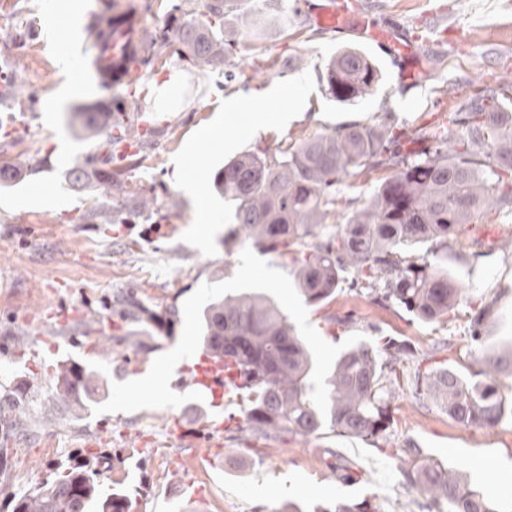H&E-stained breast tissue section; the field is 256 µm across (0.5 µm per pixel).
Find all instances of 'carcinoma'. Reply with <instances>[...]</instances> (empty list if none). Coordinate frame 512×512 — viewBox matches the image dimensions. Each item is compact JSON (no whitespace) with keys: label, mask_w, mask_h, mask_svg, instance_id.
I'll return each mask as SVG.
<instances>
[{"label":"carcinoma","mask_w":512,"mask_h":512,"mask_svg":"<svg viewBox=\"0 0 512 512\" xmlns=\"http://www.w3.org/2000/svg\"><path fill=\"white\" fill-rule=\"evenodd\" d=\"M169 35L142 45L149 63L163 48L180 45L181 56L197 66L224 63L232 40L224 35V0H209L206 11L174 27ZM379 69L361 50L336 52L327 65L330 94L339 103L371 94ZM512 84L474 98L450 113L457 127L451 140L440 135L420 149H405L403 136L384 123L353 124L330 134L306 136L279 154L251 151L224 162L214 186L233 209L243 239L278 256L295 273V287L311 305H324L335 294L347 270L355 272L358 293L375 302L392 300L425 322L448 318L462 293L448 270L414 253L430 243L438 250L459 243V228L492 206L512 212ZM115 113L95 107L73 113V122L91 136L101 135L103 152L68 171L82 189L96 180L123 190L126 170L112 167L120 144L131 131L112 134ZM160 131L139 134L135 162L146 159ZM395 166L376 181L362 207L338 228L322 236L315 230L333 217L339 186L350 177ZM204 350L224 353L242 381L240 404L246 405L241 431L270 432L307 438L326 430L386 447L391 403L404 386L426 396L448 417L466 427L493 429L508 414L497 374L512 375V347L477 360L473 379L439 361L404 374L399 364L411 356L409 345L392 338L373 345L359 342L344 351L325 382L324 406L315 402L310 375L312 354L268 296L244 291L208 304L199 320ZM85 369L63 366L56 371L57 393L81 401L90 393ZM416 449L398 456L399 471L419 488L428 512H501L482 495L467 489L464 473L435 464H418ZM132 512L133 502L120 492L104 494L96 472L83 465L55 472L37 489L17 499L13 512ZM321 512H382L367 495L338 502Z\"/></svg>","instance_id":"cac0c4a2"}]
</instances>
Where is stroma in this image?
<instances>
[{"label":"stroma","mask_w":512,"mask_h":512,"mask_svg":"<svg viewBox=\"0 0 512 512\" xmlns=\"http://www.w3.org/2000/svg\"><path fill=\"white\" fill-rule=\"evenodd\" d=\"M312 0H230L224 29L234 45L217 68L191 66L171 49L139 66V87L174 79L179 96L163 134L149 156L130 166L126 184L150 198L146 210L129 212L115 191L74 189L64 170L99 151L102 139L71 125L77 107L96 102L128 115L155 111L156 97L133 95L129 83L105 88L82 75L74 89L58 63L49 17L50 0H0V61L14 51L16 27L29 29L30 42L18 83L35 94L30 109L17 113L9 130V156H29L16 177L0 181V405L25 389L29 430L11 438L0 458V512L32 491L58 467L85 462L100 453L95 469L102 490L116 489L135 500L134 512H276L291 501L303 512L316 507L376 497L382 512H409L420 492L402 484L395 453L406 443L425 461L457 467L471 490L512 507V491L497 492L500 460L512 461V417L493 430L466 428L433 405H420L405 389L391 409L388 445L375 448L338 436L304 441L288 434L243 439L236 428L244 414L231 406L235 423L222 431L206 426L196 400L181 396V375L172 371L166 392L141 393L151 373L173 355L199 350L198 318L210 302L245 288L272 296L315 355L312 381L323 386L350 345L388 336L409 340L416 359L434 357L463 373L475 357L512 345V256L500 246L477 244L482 227L512 235V214L486 211L461 229L466 248L445 251L441 262L462 295L451 317L422 322L404 309L378 304L343 283L325 306L305 302L294 275L280 259L231 238V208L213 185L227 158L258 149L286 148L304 135L329 133L353 123L387 122L396 132L433 138L451 130V112L480 91L512 83V0H361L376 22L416 34L425 77L405 82L404 61L351 35L339 36L308 23ZM205 0H87L70 25L68 52L76 62L90 56L83 27L88 16L137 19L143 33H160L175 8L203 11ZM355 47L381 71L372 94L341 104L328 92L325 68L336 51ZM307 80L301 121L253 136L239 133L248 120V96L295 77ZM239 101L238 119L222 135L223 148L197 138L215 122L226 98ZM207 165L196 193L173 183V169L186 147ZM47 187L45 202H30ZM207 197L215 214L206 233L195 224L194 194ZM106 220L89 219L93 209ZM136 294L157 319L149 325L122 320L116 297ZM490 306L481 345L469 340V317ZM351 316V325L327 335L325 316ZM79 363L93 373L94 403L79 412L55 398L54 364ZM190 429L179 440L173 422ZM210 461L194 466L196 451ZM484 469L472 470L475 459ZM353 466L359 482L346 483L333 467ZM262 495H255V488Z\"/></svg>","instance_id":"stroma-1"}]
</instances>
